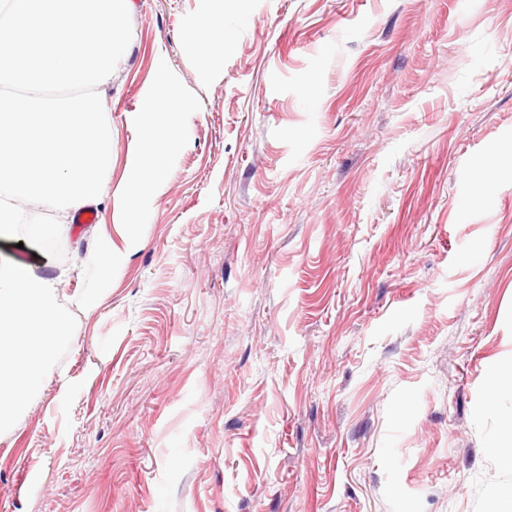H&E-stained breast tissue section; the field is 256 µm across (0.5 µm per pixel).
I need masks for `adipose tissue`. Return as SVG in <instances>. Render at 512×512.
Wrapping results in <instances>:
<instances>
[{"label": "adipose tissue", "instance_id": "adipose-tissue-1", "mask_svg": "<svg viewBox=\"0 0 512 512\" xmlns=\"http://www.w3.org/2000/svg\"><path fill=\"white\" fill-rule=\"evenodd\" d=\"M192 103L149 92L128 146V198L155 192L166 178L161 163ZM59 281L20 265L0 266V430L11 427L41 390L47 366L71 334L59 305Z\"/></svg>", "mask_w": 512, "mask_h": 512}]
</instances>
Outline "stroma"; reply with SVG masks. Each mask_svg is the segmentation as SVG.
Masks as SVG:
<instances>
[{
  "instance_id": "1",
  "label": "stroma",
  "mask_w": 512,
  "mask_h": 512,
  "mask_svg": "<svg viewBox=\"0 0 512 512\" xmlns=\"http://www.w3.org/2000/svg\"><path fill=\"white\" fill-rule=\"evenodd\" d=\"M117 161L64 258L73 334L0 433V512H493L512 394V0H133ZM197 107L112 213L147 92ZM110 275L90 262L103 244ZM203 27L206 35L201 43V52L203 59H208L223 50L231 40L232 31L227 23V15L224 12L207 16L203 20Z\"/></svg>"
}]
</instances>
